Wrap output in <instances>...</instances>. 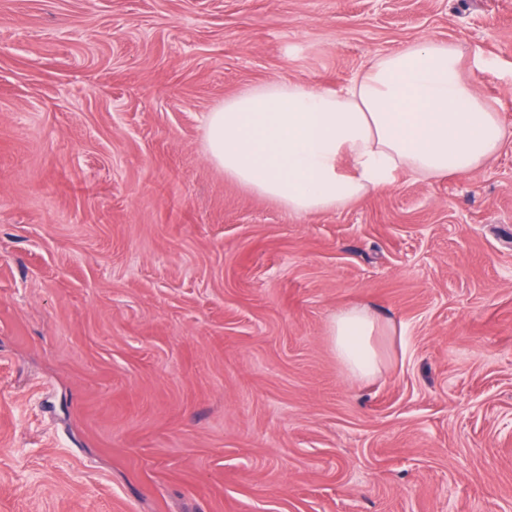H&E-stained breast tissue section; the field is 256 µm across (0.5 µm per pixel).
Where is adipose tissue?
<instances>
[{
    "label": "adipose tissue",
    "instance_id": "obj_1",
    "mask_svg": "<svg viewBox=\"0 0 512 512\" xmlns=\"http://www.w3.org/2000/svg\"><path fill=\"white\" fill-rule=\"evenodd\" d=\"M205 151L226 176L305 216L390 186L400 170L424 179L465 176L508 133L461 73L458 48L429 39L377 56L337 90L272 81L208 112ZM367 309L330 325L354 378L378 368Z\"/></svg>",
    "mask_w": 512,
    "mask_h": 512
}]
</instances>
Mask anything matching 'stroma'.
<instances>
[{
    "instance_id": "obj_1",
    "label": "stroma",
    "mask_w": 512,
    "mask_h": 512,
    "mask_svg": "<svg viewBox=\"0 0 512 512\" xmlns=\"http://www.w3.org/2000/svg\"><path fill=\"white\" fill-rule=\"evenodd\" d=\"M423 39L512 129V0H0V512H512V138L309 216L204 151ZM378 322L365 308L352 307L336 313L330 336L337 358L353 378H367L378 368V355L372 337Z\"/></svg>"
}]
</instances>
